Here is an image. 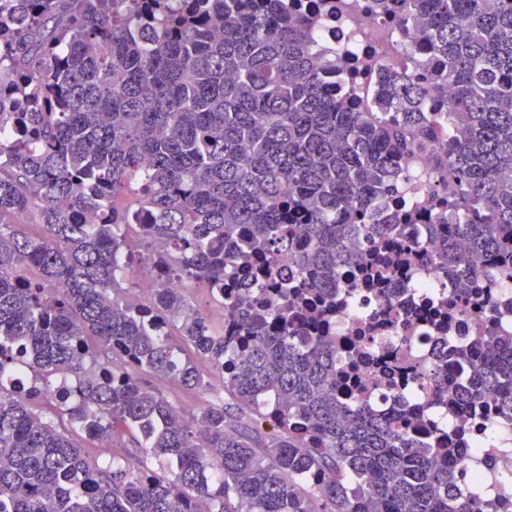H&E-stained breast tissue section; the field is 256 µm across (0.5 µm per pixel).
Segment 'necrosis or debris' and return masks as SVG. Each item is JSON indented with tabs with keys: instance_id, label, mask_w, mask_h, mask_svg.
Returning a JSON list of instances; mask_svg holds the SVG:
<instances>
[{
	"instance_id": "necrosis-or-debris-1",
	"label": "necrosis or debris",
	"mask_w": 512,
	"mask_h": 512,
	"mask_svg": "<svg viewBox=\"0 0 512 512\" xmlns=\"http://www.w3.org/2000/svg\"><path fill=\"white\" fill-rule=\"evenodd\" d=\"M315 45L314 60L335 61L340 70H351L353 88L370 93L372 70L379 63L406 64L408 39L402 38L397 22L375 12L372 0H322L310 29ZM401 296L391 292L363 291L354 306H339L335 330L345 345L337 361L339 368L351 370L358 358L354 339L364 329H372L370 352L387 365L407 368V388L419 397L430 390L428 376L438 364L440 344L431 331L426 310L450 302L454 291L440 272L431 268L407 271ZM491 307L455 319L449 330L456 341L467 342L487 328L501 335L512 334V282L492 289ZM394 305L393 320L374 324L377 309ZM449 427L464 431L461 452L468 484L478 485L487 497L512 512V496L498 485L500 475L512 473V418L482 410L450 414Z\"/></svg>"
}]
</instances>
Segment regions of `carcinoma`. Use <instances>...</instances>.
<instances>
[{
    "label": "carcinoma",
    "mask_w": 512,
    "mask_h": 512,
    "mask_svg": "<svg viewBox=\"0 0 512 512\" xmlns=\"http://www.w3.org/2000/svg\"><path fill=\"white\" fill-rule=\"evenodd\" d=\"M375 2L417 31L413 69L359 103L282 0H0V512H497L452 436L413 432L441 402L512 415V335L443 338L431 395L395 383L385 412L336 377L331 324L409 267L459 311L512 280V0ZM422 152L447 196L384 214ZM131 236L159 271L138 305ZM201 361L276 433L146 380L206 388ZM77 431L136 434L143 461Z\"/></svg>",
    "instance_id": "obj_1"
}]
</instances>
